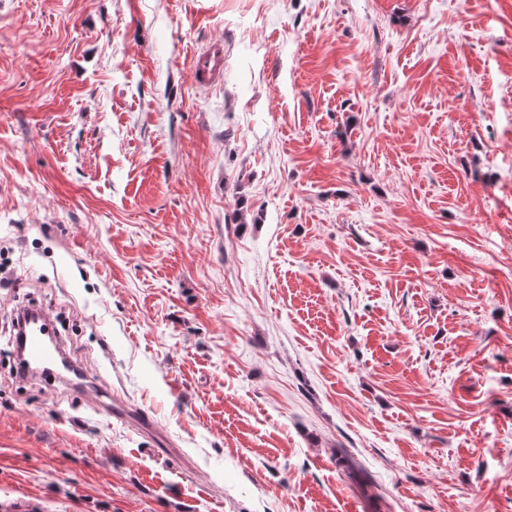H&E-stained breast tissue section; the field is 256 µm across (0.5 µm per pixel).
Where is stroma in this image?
Wrapping results in <instances>:
<instances>
[{
    "label": "stroma",
    "instance_id": "stroma-1",
    "mask_svg": "<svg viewBox=\"0 0 512 512\" xmlns=\"http://www.w3.org/2000/svg\"><path fill=\"white\" fill-rule=\"evenodd\" d=\"M0 263V512H512V0H0ZM224 74V44L212 43L196 53L191 77L200 86L219 80ZM20 333L23 335L21 339H24L25 356L31 363L38 365V369H41L37 372L31 371V375L43 376L56 374L70 381L79 380V382L74 385L80 387L83 385L84 378L82 372L76 370L70 362L62 358L56 343L45 337L53 334L50 330L47 317L43 312L38 317H34L31 320L26 317V324ZM61 359L69 363L67 368H59ZM67 376H74V378Z\"/></svg>",
    "mask_w": 512,
    "mask_h": 512
}]
</instances>
